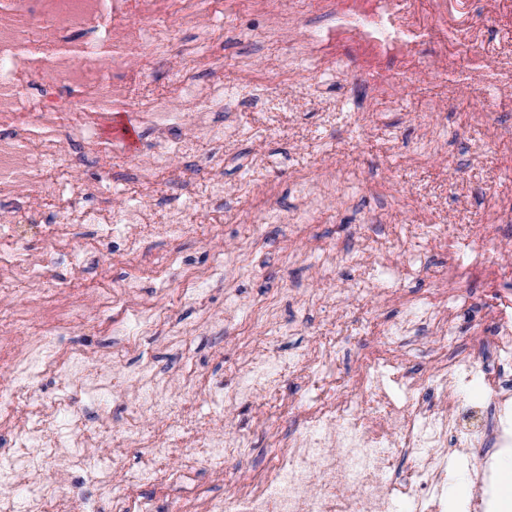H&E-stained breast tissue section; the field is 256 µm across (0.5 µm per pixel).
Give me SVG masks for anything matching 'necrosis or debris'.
Segmentation results:
<instances>
[{"label":"necrosis or debris","instance_id":"1","mask_svg":"<svg viewBox=\"0 0 512 512\" xmlns=\"http://www.w3.org/2000/svg\"><path fill=\"white\" fill-rule=\"evenodd\" d=\"M161 0H0V122L14 128L0 138V296L25 293L26 303L0 310V350L17 381L0 389V429L9 432L7 453L0 455V487L20 492L23 512H69L68 486L76 469L86 470L96 491L109 495L113 512H128L126 497L114 489L113 477L122 468L115 454H93L97 425L86 419L65 395L25 399L45 375L73 382L91 402L111 395L112 369L85 348L66 346L63 338L72 324V309L58 304L56 283L46 275L42 259L27 248L28 220L44 214L40 237L51 254L65 258L71 269H83L88 250L102 251L104 268L126 258L134 246L113 250L127 225L147 234L179 240L186 226L189 200L174 199L163 221H154L144 208L157 178L169 173L170 160L194 152L196 141L164 140L133 191L131 204L115 210L102 198L112 186L104 179H76L75 152L106 156L112 144L101 132L112 120V104L124 91L112 83L110 55L127 56L140 46L135 18L149 17ZM333 22L314 30L278 73L289 76L293 63L309 53L334 60L335 50L349 44L357 50L365 71L373 77L376 98L388 100L401 89L385 76L388 61L415 56L424 28L409 22L404 0H336ZM49 84L39 95L30 86L39 74ZM232 89L206 91L187 77L169 91L152 98L143 116L162 130L181 120L183 112H198L214 101L232 98ZM93 224L96 236L89 246L75 244L72 228ZM487 245L484 257L465 265L449 260L447 286L436 300L412 302L383 333L390 342L407 341L423 328L446 338L452 327L449 291L465 278L493 281L499 274L495 254L499 244L490 226L478 231ZM136 283L121 292L101 288L98 303L109 312L121 303L127 323L144 336L165 323L164 308L143 307L134 299ZM37 326L31 343L17 347L14 338L24 327ZM337 355L334 341L320 343L296 358H285L268 347L249 355L232 390H208L213 410L277 388L282 375L302 377L331 367ZM468 356L436 355L429 373L401 381L404 394L428 389L432 404H402L391 398L383 380L397 360L366 359L349 390L333 392L295 404V430L272 435L265 462L241 472L224 497L176 499L172 512H386L391 500L410 501L412 512H444L443 472L449 447L468 449L512 447V430L503 418L512 410V390L502 386L496 371L486 372L485 384L494 394L491 415L479 416L464 440L449 444L459 432L457 408L449 396L459 373L469 369ZM136 396L122 426L126 444L144 449L143 466L126 478L135 486L156 474L155 461L167 456L144 420L156 417L176 433L186 452L184 461L208 464L223 475L226 464L249 458L248 440L221 433H203L192 426L185 405L166 393L151 363H143L132 377ZM367 396L372 406L362 410L357 399ZM408 453L420 464L401 478L390 474L395 456Z\"/></svg>","mask_w":512,"mask_h":512}]
</instances>
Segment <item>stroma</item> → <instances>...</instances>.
Wrapping results in <instances>:
<instances>
[{
	"label": "stroma",
	"instance_id": "obj_1",
	"mask_svg": "<svg viewBox=\"0 0 512 512\" xmlns=\"http://www.w3.org/2000/svg\"><path fill=\"white\" fill-rule=\"evenodd\" d=\"M442 8L445 33L425 39L414 61L394 60L389 72L415 70L416 85L403 88L394 104L377 100L368 78L350 47L337 52L338 67L321 70L311 58L300 59L289 82L276 72L266 74L264 98L255 101L251 68L263 64L257 36L270 27L282 29L279 49L293 53L329 15L317 5L298 7L294 0L279 4L241 5L239 0H198L199 22L177 29V45H188L221 57L223 64L199 71L204 83L221 81L237 87V100L224 111L210 114L211 124L224 129V151L215 155L209 142H200L190 158L174 160L183 187H190L201 167L213 168L224 183V214L221 230L209 239L196 228L211 221L209 207L189 210L184 237L175 243L144 235L129 258L113 261L110 280L114 290L123 289L129 274L161 253H174L179 261L205 267L218 252L236 248L254 236V271L241 275L225 265L222 282L211 286L208 300L198 304L184 298L179 269L171 267L167 288L151 278H141L138 303L170 306L165 326L128 345L112 335L108 320L121 321V305L110 315L99 313L93 290L94 270L75 272L53 259L45 270L53 276L62 299H81L84 315L66 344L94 351L103 363L120 356L122 364L112 371V402L101 413L103 431L98 445L120 447L119 431L126 406L135 392L129 371L143 360L170 384L181 374L194 372L205 378V388L187 387L180 396L202 430L252 438L254 454L242 468L258 464L267 440L264 422L294 430L296 423L287 404L315 396L322 385L317 377L285 378L274 398H254L226 407L222 423L210 420L206 388L233 387L235 371L245 352L243 340L255 328L248 320L227 315L228 298L255 306L275 297L272 320L290 325L286 337L276 339L278 351L302 353L315 340L335 337L342 349L339 381L354 377L363 358L387 355L402 361L407 374L419 375L430 367L439 348L448 355H469L478 365L500 372L512 385V354L492 347L495 322L486 320L491 305L502 295H512V215L495 218V201L512 200V0H408L407 12L418 23L429 21ZM142 64L135 57L112 69L114 84L136 81L138 94L114 105L135 130V151L121 150L111 158H88L78 169L83 179L111 174L122 183L134 166H148L155 146V132L140 120L142 95H155L172 84L180 69L177 53L152 62L148 77L137 78ZM346 174L349 184L327 210L316 211L310 223L293 225L296 211L307 201L296 190V181L312 175L315 185L333 182ZM279 214L276 224L262 216ZM497 224L505 271L495 284L470 279L459 284L450 301L453 329L446 345L421 335L418 343H384V323L400 318L406 302L433 298L448 271L449 257L468 258L467 246L478 225ZM413 224H438L445 234L442 243H417L410 237ZM356 242L371 259L399 262L393 282L398 296L376 300L367 294H350L358 279V267L331 260L321 270L319 257L342 251ZM219 325H212V318ZM121 448V447H120ZM491 459L492 473L486 492L491 512H506L501 504L498 472L512 460L511 451L473 448L448 452V484L445 493L456 512H467L477 493L475 473L484 459ZM183 472V471H182ZM230 477H219L204 465L183 472L175 483L160 481L135 487L131 512H168L174 497L223 496Z\"/></svg>",
	"mask_w": 512,
	"mask_h": 512
}]
</instances>
